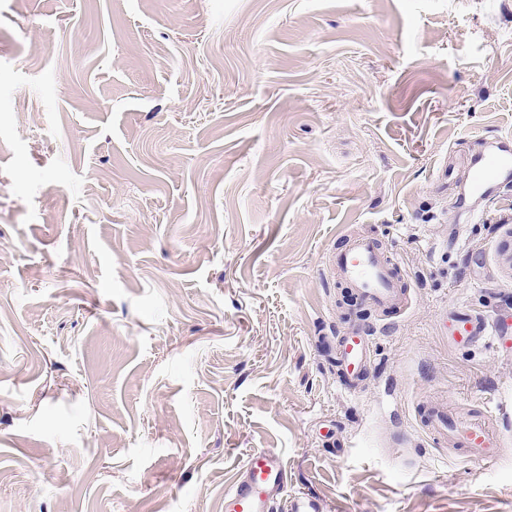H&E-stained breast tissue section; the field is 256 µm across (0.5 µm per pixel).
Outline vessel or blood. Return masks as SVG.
<instances>
[{
  "label": "vessel or blood",
  "instance_id": "b4317fda",
  "mask_svg": "<svg viewBox=\"0 0 512 512\" xmlns=\"http://www.w3.org/2000/svg\"><path fill=\"white\" fill-rule=\"evenodd\" d=\"M469 182L464 194L472 216H481V203L493 190L512 186V138L491 141L483 151L464 158ZM339 280L354 288L365 305L395 315L410 306L408 281L391 258L385 257L376 240L366 234H348L344 245L331 257ZM454 340L470 344L482 340L487 325L479 316L458 314L453 323ZM374 329L358 324L336 344V368L344 388L359 392L373 355ZM428 436L443 449H468L471 457L493 461L499 456L501 440L491 428L487 415L457 421L444 400L430 401L419 411ZM286 512H328L324 501L312 494L293 493L288 488L287 464L274 450L257 449L247 458L233 486L224 495V512H274L276 505Z\"/></svg>",
  "mask_w": 512,
  "mask_h": 512
}]
</instances>
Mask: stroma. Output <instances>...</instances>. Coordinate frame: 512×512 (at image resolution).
<instances>
[{
    "mask_svg": "<svg viewBox=\"0 0 512 512\" xmlns=\"http://www.w3.org/2000/svg\"><path fill=\"white\" fill-rule=\"evenodd\" d=\"M506 135L512 0H0V512H224L261 448L333 512H512V194L454 203ZM353 229L403 316L345 299ZM453 339L459 344H470L482 340L487 335V324L479 316L467 313L456 315L453 323ZM374 327L358 324L336 336V368L349 392H360L366 368L373 355ZM419 416L428 436L448 453L456 448H467L475 459L493 461L498 458L500 436L490 427L485 413L460 422L449 412L448 403L437 399L420 409Z\"/></svg>",
    "mask_w": 512,
    "mask_h": 512,
    "instance_id": "1",
    "label": "stroma"
}]
</instances>
